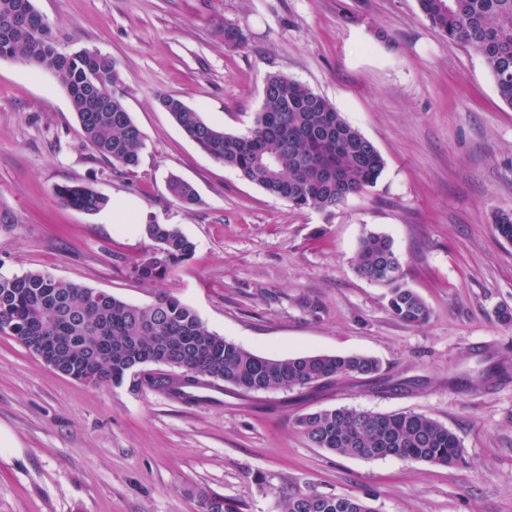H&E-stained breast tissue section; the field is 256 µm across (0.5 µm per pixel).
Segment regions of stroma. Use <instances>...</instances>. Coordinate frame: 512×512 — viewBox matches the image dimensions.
<instances>
[{
    "label": "stroma",
    "instance_id": "1",
    "mask_svg": "<svg viewBox=\"0 0 512 512\" xmlns=\"http://www.w3.org/2000/svg\"><path fill=\"white\" fill-rule=\"evenodd\" d=\"M61 47L117 60L141 163L120 171L87 142L56 76L0 59V274L29 271L137 305L171 295L213 331L267 358L365 354L373 377L314 390L187 403L147 385L84 384L0 332V512H200L198 494L281 512L286 495H355L375 512H512V107L483 59L448 41L418 0H33ZM246 47L226 46L225 26ZM327 98L382 154L376 185L330 211L297 209L206 155L160 103L171 95L245 132L267 75ZM190 183L197 205L170 195ZM89 186L94 214L54 194ZM124 222L112 219L115 206ZM196 252L167 279H137L148 219ZM389 236L425 300L396 319L353 269L358 241ZM350 407L425 414L465 460L448 468L310 445L294 419Z\"/></svg>",
    "mask_w": 512,
    "mask_h": 512
}]
</instances>
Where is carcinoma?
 <instances>
[{
	"label": "carcinoma",
	"mask_w": 512,
	"mask_h": 512,
	"mask_svg": "<svg viewBox=\"0 0 512 512\" xmlns=\"http://www.w3.org/2000/svg\"><path fill=\"white\" fill-rule=\"evenodd\" d=\"M418 3L439 33L483 57L498 97L512 107V0ZM1 57H20L36 69L56 66L93 149L115 168L131 171L139 166L143 137L123 102L116 60L98 51L62 50L33 0H0ZM162 105L203 152L295 208H334L374 186L385 168L375 145L334 105L285 74L267 76L261 110L242 134L209 125L178 98L165 97ZM169 191L184 207L198 203L194 189L177 177L170 178ZM54 193L88 213L108 205L107 198L87 186L59 185ZM494 224L512 243V213L496 214ZM143 232L152 241L135 266L144 283L168 277L195 254V244L168 224L150 220ZM354 271L387 290L395 318L407 324L430 319L426 303L407 286L388 236L369 232L360 238ZM0 332L32 353L39 351L36 337H57V365L82 383L120 385L130 377L185 402L187 390L221 382L243 393L291 391L380 371L377 360L360 354L260 357L210 330L175 297L139 306L40 271L0 275ZM149 364L180 369L183 377L149 372L144 369ZM295 424L311 445L343 456H396L448 467L464 461L457 436L420 413L340 407L304 413ZM199 504L200 512H240L236 503L208 492L199 494ZM283 512L373 510L356 496L297 491L283 500Z\"/></svg>",
	"instance_id": "carcinoma-1"
}]
</instances>
